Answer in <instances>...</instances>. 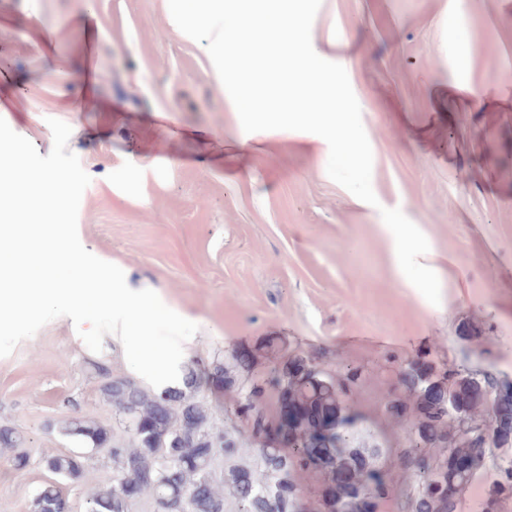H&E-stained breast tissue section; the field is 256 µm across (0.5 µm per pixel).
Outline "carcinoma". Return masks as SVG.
Listing matches in <instances>:
<instances>
[{"label":"carcinoma","mask_w":512,"mask_h":512,"mask_svg":"<svg viewBox=\"0 0 512 512\" xmlns=\"http://www.w3.org/2000/svg\"><path fill=\"white\" fill-rule=\"evenodd\" d=\"M403 398L387 399L386 410L407 422L404 445L392 450L367 443L357 428L333 435L330 444L313 440L312 432L338 422L348 402L362 387L364 371L355 368L329 374L300 355L280 366L253 373L251 359L236 355L233 362L216 361L203 371L189 370L183 389L156 393L134 381L113 377L102 395L118 414L119 426H104L75 418L66 435L87 448H107L114 463L112 488L89 494V512H131L133 504L150 498L158 512H224V489L230 487L239 512H303L299 480L313 476L321 484L317 512H382L396 499L398 512H463L476 471L491 464L479 512H505L512 501V381L492 364L411 363L399 371ZM212 379L241 387L230 414L244 419L254 440V464H234L216 479L212 472L216 449L231 461L240 453L235 440L213 418L201 390ZM452 399L459 418L441 408ZM485 405L480 414L478 405ZM298 422L296 439L286 446L271 441L281 426L283 411ZM22 437L0 427V448H17ZM395 453L412 480L393 492L385 459ZM53 474L70 481L83 476L82 457L58 453L45 457ZM375 491L367 492L369 485ZM66 499L55 483L44 484L32 512H62Z\"/></svg>","instance_id":"1"}]
</instances>
